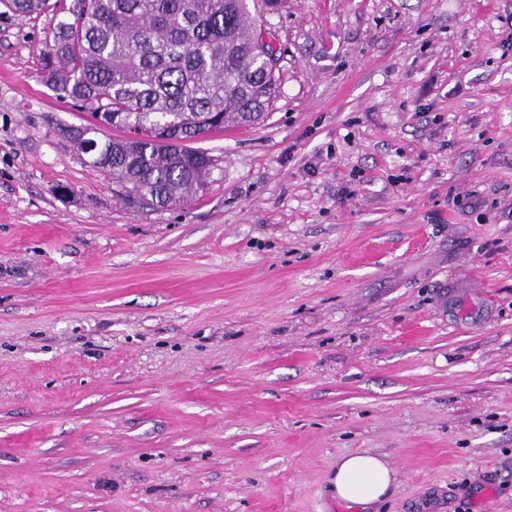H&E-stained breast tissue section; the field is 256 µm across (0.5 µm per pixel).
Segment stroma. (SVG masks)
<instances>
[{
	"mask_svg": "<svg viewBox=\"0 0 512 512\" xmlns=\"http://www.w3.org/2000/svg\"><path fill=\"white\" fill-rule=\"evenodd\" d=\"M74 2L0 6V512H512V0H249L274 105L166 208L64 136ZM394 477L393 468L381 456L346 454L336 460L332 490L337 500L366 507L388 495Z\"/></svg>",
	"mask_w": 512,
	"mask_h": 512,
	"instance_id": "1",
	"label": "stroma"
}]
</instances>
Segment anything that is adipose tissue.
Listing matches in <instances>:
<instances>
[{"mask_svg": "<svg viewBox=\"0 0 512 512\" xmlns=\"http://www.w3.org/2000/svg\"><path fill=\"white\" fill-rule=\"evenodd\" d=\"M394 477L393 468L381 456L346 454L336 460L332 489L337 500L366 507L388 495Z\"/></svg>", "mask_w": 512, "mask_h": 512, "instance_id": "adipose-tissue-1", "label": "adipose tissue"}]
</instances>
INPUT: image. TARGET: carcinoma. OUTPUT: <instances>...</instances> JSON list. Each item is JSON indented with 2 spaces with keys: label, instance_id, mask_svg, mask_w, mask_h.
Segmentation results:
<instances>
[{
  "label": "carcinoma",
  "instance_id": "1",
  "mask_svg": "<svg viewBox=\"0 0 512 512\" xmlns=\"http://www.w3.org/2000/svg\"><path fill=\"white\" fill-rule=\"evenodd\" d=\"M20 15L47 0H0ZM40 54L57 95L125 132L98 140L95 165L117 195L167 206L203 190L198 133L257 122L272 107L277 59L264 49L247 0H76Z\"/></svg>",
  "mask_w": 512,
  "mask_h": 512
}]
</instances>
